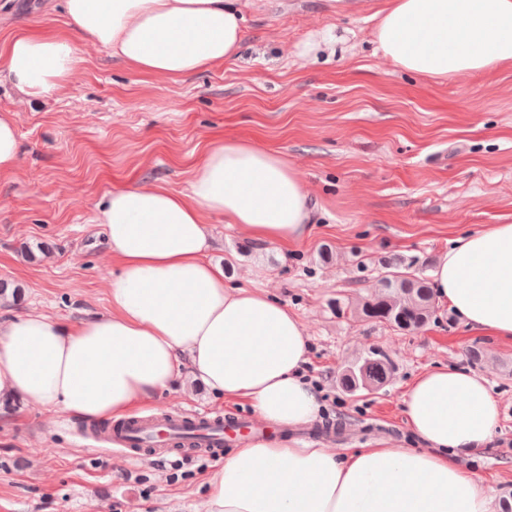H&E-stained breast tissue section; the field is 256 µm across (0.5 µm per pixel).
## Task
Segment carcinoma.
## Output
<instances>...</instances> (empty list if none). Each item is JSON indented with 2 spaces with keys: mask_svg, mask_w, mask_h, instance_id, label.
I'll return each instance as SVG.
<instances>
[{
  "mask_svg": "<svg viewBox=\"0 0 512 512\" xmlns=\"http://www.w3.org/2000/svg\"><path fill=\"white\" fill-rule=\"evenodd\" d=\"M416 260H400L379 280L377 290L359 301L353 313L369 322L385 324L395 330L411 332L426 324L435 309L433 290L427 278L411 271ZM394 366L378 349L345 365L336 378L345 393L373 391L392 376Z\"/></svg>",
  "mask_w": 512,
  "mask_h": 512,
  "instance_id": "obj_1",
  "label": "carcinoma"
}]
</instances>
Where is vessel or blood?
<instances>
[{
    "mask_svg": "<svg viewBox=\"0 0 512 512\" xmlns=\"http://www.w3.org/2000/svg\"><path fill=\"white\" fill-rule=\"evenodd\" d=\"M250 428L252 432H264L263 422L240 417L226 419L224 414L199 421L195 416H183L169 411H160L148 417L130 418L108 427L106 435L120 450L140 447L142 452L164 456L172 452L186 455L223 459L225 435L228 429Z\"/></svg>",
    "mask_w": 512,
    "mask_h": 512,
    "instance_id": "vessel-or-blood-1",
    "label": "vessel or blood"
}]
</instances>
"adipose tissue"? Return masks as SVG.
<instances>
[{"mask_svg": "<svg viewBox=\"0 0 512 512\" xmlns=\"http://www.w3.org/2000/svg\"><path fill=\"white\" fill-rule=\"evenodd\" d=\"M68 36L21 30L0 43V77L29 99L56 94L80 47L171 77L235 57L241 0H63ZM375 42L396 67L448 78L512 66V0H386ZM317 209L297 171L245 140L212 142L185 190L112 188L98 206L118 271L106 313L67 327L32 311L0 321V395L92 422L120 420L186 372L211 393L278 426L320 410L306 376L308 334L265 289L229 287L207 258L220 218L259 243L301 239ZM434 295L477 332L512 341V224L457 239L432 272ZM415 448L294 446L260 438L207 479L201 512H492L461 458L500 423L486 381L457 366L416 376L403 393Z\"/></svg>", "mask_w": 512, "mask_h": 512, "instance_id": "ef3b65f1", "label": "adipose tissue"}]
</instances>
